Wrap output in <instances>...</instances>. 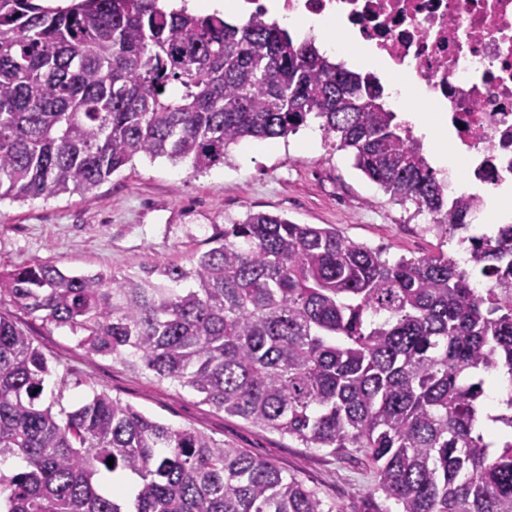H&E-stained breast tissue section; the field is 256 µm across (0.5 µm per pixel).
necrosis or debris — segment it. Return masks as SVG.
Wrapping results in <instances>:
<instances>
[{
	"label": "necrosis or debris",
	"instance_id": "1",
	"mask_svg": "<svg viewBox=\"0 0 512 512\" xmlns=\"http://www.w3.org/2000/svg\"><path fill=\"white\" fill-rule=\"evenodd\" d=\"M241 16L319 17L346 30L370 74L409 79L441 113L463 179L512 181V0H236Z\"/></svg>",
	"mask_w": 512,
	"mask_h": 512
}]
</instances>
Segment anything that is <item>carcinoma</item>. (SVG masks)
Here are the masks:
<instances>
[{"mask_svg": "<svg viewBox=\"0 0 512 512\" xmlns=\"http://www.w3.org/2000/svg\"><path fill=\"white\" fill-rule=\"evenodd\" d=\"M311 120L437 233L468 230L475 205L448 197L381 88L275 23L158 0H0V200L86 192L138 157L203 173ZM459 242L465 267L443 253L391 262L333 227L250 212L184 266L118 277L33 260L0 273V296L226 415L361 454L372 512H512V398L490 415L485 377L512 387V224ZM52 372L0 315V462L24 463L0 470V512H345L105 392L57 413ZM105 472L135 478L134 497L105 493Z\"/></svg>", "mask_w": 512, "mask_h": 512, "instance_id": "1", "label": "carcinoma"}]
</instances>
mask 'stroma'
Instances as JSON below:
<instances>
[{"label":"stroma","instance_id":"1","mask_svg":"<svg viewBox=\"0 0 512 512\" xmlns=\"http://www.w3.org/2000/svg\"><path fill=\"white\" fill-rule=\"evenodd\" d=\"M307 136L303 128L285 138L243 141L224 164L202 174L186 163L140 157L89 192L2 201L0 269L41 260L71 272L121 276L156 261L184 265L193 253L207 250L215 228L250 211L335 227L391 260L456 256L455 242L423 224L413 204L391 201L354 167L350 153L323 136L308 143ZM0 314L23 328L64 374V383L47 388L57 407L69 410L93 392H107L157 421L203 431L273 462L347 512H365L374 473L360 455L337 457L303 447L224 414L190 389L157 381L148 370L86 353L70 329L42 321L9 298L0 299Z\"/></svg>","mask_w":512,"mask_h":512}]
</instances>
